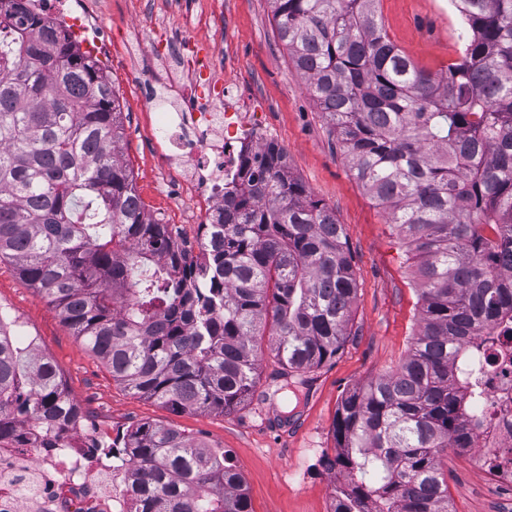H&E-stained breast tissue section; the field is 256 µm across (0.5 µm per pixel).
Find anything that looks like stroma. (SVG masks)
Here are the masks:
<instances>
[{
	"label": "stroma",
	"mask_w": 512,
	"mask_h": 512,
	"mask_svg": "<svg viewBox=\"0 0 512 512\" xmlns=\"http://www.w3.org/2000/svg\"><path fill=\"white\" fill-rule=\"evenodd\" d=\"M390 40L419 67L437 73L460 57L462 27L449 0H379ZM112 40L107 62L124 124L122 150L149 212L181 214L158 185L154 118L142 86L131 80L136 60L166 41L210 64L272 141L288 153L292 173L336 215L358 281L350 336L336 359L305 384L280 377L272 358L259 365L254 398L236 411L177 412L135 395L56 312L0 262V308L19 314L41 336L71 397L104 434L139 422L174 426L209 447L230 451L253 512H330L339 480L325 458L334 452L333 423L342 396L394 370L418 329L419 291L407 247L386 213L354 178L343 149L279 41L269 0H104ZM452 512H512V488L486 484L473 456L441 453Z\"/></svg>",
	"instance_id": "stroma-1"
}]
</instances>
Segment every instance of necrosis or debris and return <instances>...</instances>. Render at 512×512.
Wrapping results in <instances>:
<instances>
[{
	"label": "necrosis or debris",
	"mask_w": 512,
	"mask_h": 512,
	"mask_svg": "<svg viewBox=\"0 0 512 512\" xmlns=\"http://www.w3.org/2000/svg\"><path fill=\"white\" fill-rule=\"evenodd\" d=\"M99 0H30L31 10L66 29L85 49L109 56L97 19ZM180 71L192 83V99L161 107L156 133L164 156L159 175L194 223L198 211L214 215L222 202L224 184L236 174L243 151H256L264 132L210 66L180 59ZM499 343L476 379L485 405L481 425L472 429L475 458L491 480L512 486V319L493 325ZM101 428L88 416L72 423L59 448H19L0 441V512H129L123 486L125 465L111 450L97 447Z\"/></svg>",
	"instance_id": "necrosis-or-debris-1"
}]
</instances>
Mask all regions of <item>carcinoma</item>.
<instances>
[{"mask_svg":"<svg viewBox=\"0 0 512 512\" xmlns=\"http://www.w3.org/2000/svg\"><path fill=\"white\" fill-rule=\"evenodd\" d=\"M0 8V260L112 378L173 410L227 414L265 353L304 376L336 357L357 279L344 229L266 143L224 183L200 258L152 220L120 150L112 80L71 37ZM378 0H272L280 42L355 178L416 263L418 331L395 372L342 397L331 512H449L439 453L471 448L462 369L512 313V0H450L467 26L447 71L388 37ZM81 414L53 360L0 333V440L39 448ZM130 512H251L231 455L157 422L106 443Z\"/></svg>","mask_w":512,"mask_h":512,"instance_id":"1","label":"carcinoma"}]
</instances>
